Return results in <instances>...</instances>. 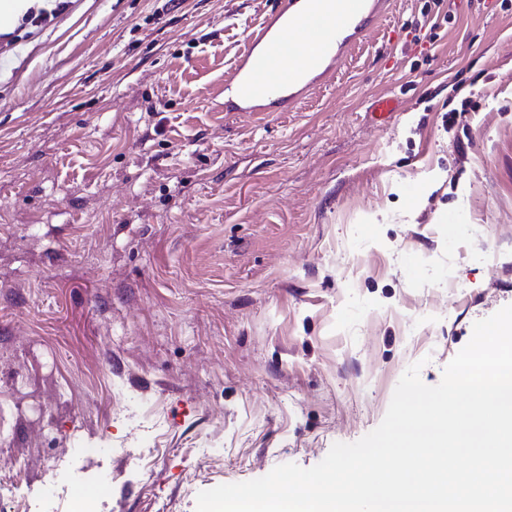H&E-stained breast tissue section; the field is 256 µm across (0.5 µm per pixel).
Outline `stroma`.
Returning <instances> with one entry per match:
<instances>
[{"mask_svg": "<svg viewBox=\"0 0 512 512\" xmlns=\"http://www.w3.org/2000/svg\"><path fill=\"white\" fill-rule=\"evenodd\" d=\"M279 2L35 0L0 42V468L67 450L0 501L196 512L361 439L512 305V0H443L432 41L388 0L294 111H225ZM35 359L59 443L13 407ZM398 108V99L394 97L379 98L374 102L369 117L375 123L385 124L392 120Z\"/></svg>", "mask_w": 512, "mask_h": 512, "instance_id": "stroma-1", "label": "stroma"}]
</instances>
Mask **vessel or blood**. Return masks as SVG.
I'll return each instance as SVG.
<instances>
[{
  "mask_svg": "<svg viewBox=\"0 0 512 512\" xmlns=\"http://www.w3.org/2000/svg\"><path fill=\"white\" fill-rule=\"evenodd\" d=\"M370 0H283L245 35L246 48L224 81L228 112L291 108L322 84L343 60L349 29L368 31L378 16ZM399 108L393 97L377 99L371 121L385 124Z\"/></svg>",
  "mask_w": 512,
  "mask_h": 512,
  "instance_id": "1",
  "label": "vessel or blood"
}]
</instances>
